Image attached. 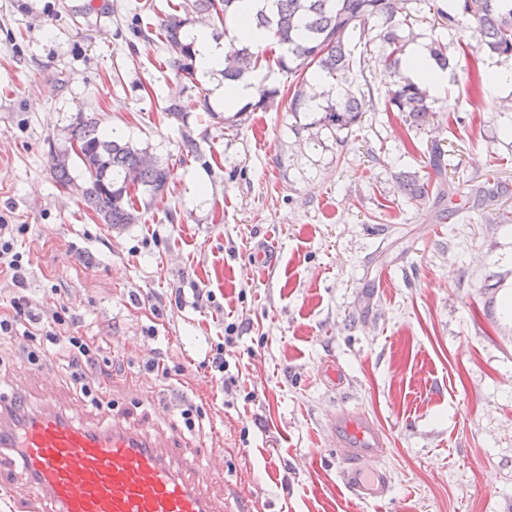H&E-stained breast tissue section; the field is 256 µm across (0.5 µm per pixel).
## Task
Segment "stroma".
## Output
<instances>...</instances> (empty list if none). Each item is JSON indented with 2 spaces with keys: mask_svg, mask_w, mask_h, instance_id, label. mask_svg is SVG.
<instances>
[{
  "mask_svg": "<svg viewBox=\"0 0 512 512\" xmlns=\"http://www.w3.org/2000/svg\"><path fill=\"white\" fill-rule=\"evenodd\" d=\"M168 3L0 0V221L30 227L25 295L65 304L68 334L101 338L109 376L100 408L61 362L46 391L0 345V391L26 387L32 408L101 429L115 416L182 429L201 459L223 447L209 490L230 512H512V89L477 81L512 59L460 56L476 37L439 19L448 0H410L417 43L448 45L452 69L430 92L444 122L384 112L394 79L356 31L350 79L371 108L316 144L289 132L284 100L225 126L208 81L178 79L162 43L134 32ZM80 114L167 165V194L137 223L115 229L86 207L77 159L72 186L56 183L51 156L69 151ZM435 144L446 195L409 200L398 179L432 177ZM197 288L211 300L194 301ZM230 324L222 374L202 361ZM158 358L178 379L150 374ZM342 413L384 435L382 501L341 481L328 422Z\"/></svg>",
  "mask_w": 512,
  "mask_h": 512,
  "instance_id": "stroma-1",
  "label": "stroma"
}]
</instances>
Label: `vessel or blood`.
I'll return each instance as SVG.
<instances>
[{
  "label": "vessel or blood",
  "mask_w": 512,
  "mask_h": 512,
  "mask_svg": "<svg viewBox=\"0 0 512 512\" xmlns=\"http://www.w3.org/2000/svg\"><path fill=\"white\" fill-rule=\"evenodd\" d=\"M8 404L21 419L12 427L0 423V487L24 477L33 490L22 501L25 512H37L43 500L55 512H223L205 488L224 467L223 449H211L201 475L190 479L174 464L178 439L154 440L118 418L102 431L55 412H30L20 389L0 396V406ZM329 430L343 483L361 499L384 498L389 478L376 465L384 451L381 430L348 414L333 418Z\"/></svg>",
  "instance_id": "obj_1"
}]
</instances>
